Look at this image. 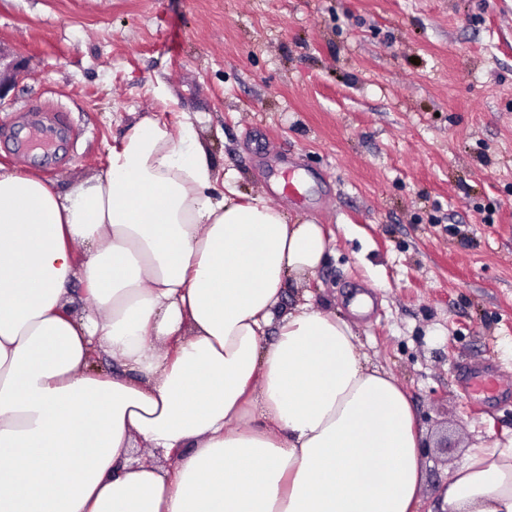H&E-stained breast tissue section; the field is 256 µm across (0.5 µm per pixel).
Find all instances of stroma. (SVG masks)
Here are the masks:
<instances>
[{"label":"stroma","mask_w":512,"mask_h":512,"mask_svg":"<svg viewBox=\"0 0 512 512\" xmlns=\"http://www.w3.org/2000/svg\"><path fill=\"white\" fill-rule=\"evenodd\" d=\"M0 48L28 70L0 98L1 163L64 193L142 115L177 134L189 113L241 195L333 233L284 302L339 311L406 391L423 512L512 432V0H0Z\"/></svg>","instance_id":"obj_1"}]
</instances>
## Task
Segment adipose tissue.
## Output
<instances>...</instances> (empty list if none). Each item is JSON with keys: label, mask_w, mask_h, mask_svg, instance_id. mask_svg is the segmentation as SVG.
Listing matches in <instances>:
<instances>
[{"label": "adipose tissue", "mask_w": 512, "mask_h": 512, "mask_svg": "<svg viewBox=\"0 0 512 512\" xmlns=\"http://www.w3.org/2000/svg\"><path fill=\"white\" fill-rule=\"evenodd\" d=\"M333 247L147 115L63 194L0 163V512H418L406 392L350 321L283 304ZM437 508L512 512V435Z\"/></svg>", "instance_id": "ef3b65f1"}]
</instances>
